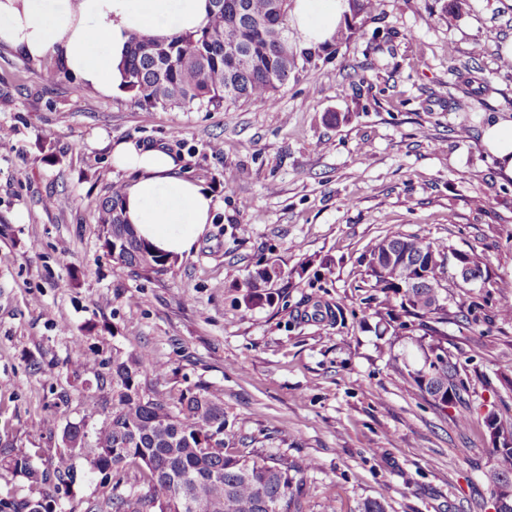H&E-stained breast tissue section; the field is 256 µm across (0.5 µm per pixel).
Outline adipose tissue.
Returning a JSON list of instances; mask_svg holds the SVG:
<instances>
[{
  "label": "adipose tissue",
  "instance_id": "obj_1",
  "mask_svg": "<svg viewBox=\"0 0 512 512\" xmlns=\"http://www.w3.org/2000/svg\"><path fill=\"white\" fill-rule=\"evenodd\" d=\"M347 10L346 0H293L290 14L310 46L332 41ZM208 22V0H0V44L33 60L53 57L105 95L124 84L133 34L167 40ZM111 159L116 170L133 175L123 190L126 222L163 252H189L213 221V195L184 176L181 157L163 145L117 141Z\"/></svg>",
  "mask_w": 512,
  "mask_h": 512
}]
</instances>
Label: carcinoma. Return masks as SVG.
<instances>
[{"mask_svg": "<svg viewBox=\"0 0 512 512\" xmlns=\"http://www.w3.org/2000/svg\"><path fill=\"white\" fill-rule=\"evenodd\" d=\"M210 21L202 30L158 40L131 37L126 62V87L139 106L168 109L195 106L217 109L253 103L273 107L299 62L312 52L298 50L288 26L289 0H209ZM97 223L110 255L125 267L161 274L172 258L139 238L124 222L123 194L109 191ZM463 255L477 277L489 278V265L471 251H453L418 235L391 232L369 249L368 287L399 299V309L377 310L382 321L431 343L422 366L406 372L420 394L436 406L466 405L467 388L459 367L444 345L448 310L432 284L445 273L448 256ZM279 274L266 265L251 274L244 301L263 300V288ZM164 367L142 350L112 362V415L97 433L95 445L84 447L85 432L69 425L47 468L35 467L30 453L7 440L0 443V470L19 475L42 490L38 498L0 497V512H57L61 494L76 482L74 453H85L88 471L100 478L101 499L85 512H304L302 475L311 463L271 457L243 437L238 446L227 437L224 406L207 390L188 389L177 400L147 387L145 379L163 375ZM217 451L204 454L202 440ZM131 468L144 473L148 492L116 497L112 480Z\"/></svg>", "mask_w": 512, "mask_h": 512, "instance_id": "carcinoma-1", "label": "carcinoma"}]
</instances>
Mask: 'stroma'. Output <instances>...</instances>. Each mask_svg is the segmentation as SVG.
<instances>
[{"instance_id": "35a3bbf8", "label": "stroma", "mask_w": 512, "mask_h": 512, "mask_svg": "<svg viewBox=\"0 0 512 512\" xmlns=\"http://www.w3.org/2000/svg\"><path fill=\"white\" fill-rule=\"evenodd\" d=\"M511 42L512 0H380L274 107L210 111H147L66 73L48 85L53 59L0 45V436L40 466L68 424L94 446L113 358L147 349L167 365L158 390L206 388L230 434L314 461L304 512L374 498L389 512H494L502 463L483 417L512 415V178L483 135L512 121ZM126 138L167 144L219 202L160 275L103 248L99 204L132 179L108 143ZM389 232L489 260L488 281L442 291L468 429L401 376L420 343L375 315L368 250ZM272 263L270 301L246 306L250 274ZM311 297L343 299L342 321L305 317Z\"/></svg>"}]
</instances>
